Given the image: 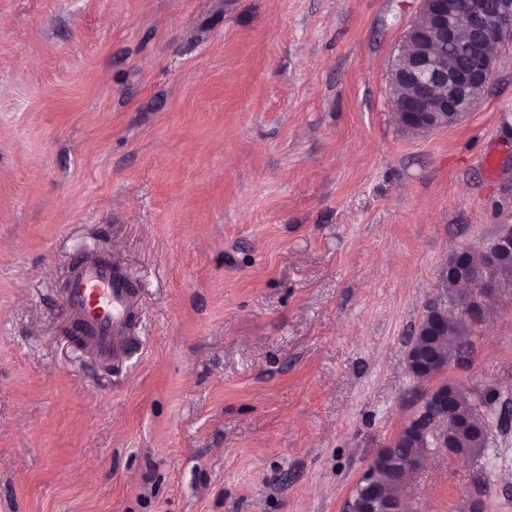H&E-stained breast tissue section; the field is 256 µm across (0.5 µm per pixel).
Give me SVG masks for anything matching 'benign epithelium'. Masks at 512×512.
<instances>
[{"mask_svg": "<svg viewBox=\"0 0 512 512\" xmlns=\"http://www.w3.org/2000/svg\"><path fill=\"white\" fill-rule=\"evenodd\" d=\"M512 38V0H421L418 18L405 34L404 41L389 72L394 111L404 127L413 131L447 128L462 121L479 101L477 90L486 87L497 65L495 49ZM461 47L483 59V69L477 72L448 66L440 53L445 44ZM512 252V229L504 228L497 239L481 248L484 258L495 262ZM461 314L478 326L484 309L475 304H456ZM451 317L440 306L431 308L415 329L405 355L412 375L424 382L448 368L438 355L422 352L417 347L418 336L439 337L448 331ZM453 385L442 382L429 390L423 413L430 422L413 419L389 443L412 442L424 449L444 452L456 458V439L466 423L455 412ZM396 460L386 453L375 455L367 465L361 480L369 488L366 499L349 502V512H411L409 494L388 495L373 483L376 469Z\"/></svg>", "mask_w": 512, "mask_h": 512, "instance_id": "obj_1", "label": "benign epithelium"}]
</instances>
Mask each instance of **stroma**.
I'll use <instances>...</instances> for the list:
<instances>
[{
  "mask_svg": "<svg viewBox=\"0 0 512 512\" xmlns=\"http://www.w3.org/2000/svg\"><path fill=\"white\" fill-rule=\"evenodd\" d=\"M420 0H0V512H346L421 412L406 346L456 250L512 225V41L424 133L388 76ZM125 266L133 358L58 315ZM442 373L485 452L414 512H512V288Z\"/></svg>",
  "mask_w": 512,
  "mask_h": 512,
  "instance_id": "obj_1",
  "label": "stroma"
}]
</instances>
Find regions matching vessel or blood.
<instances>
[{"label": "vessel or blood", "mask_w": 512, "mask_h": 512, "mask_svg": "<svg viewBox=\"0 0 512 512\" xmlns=\"http://www.w3.org/2000/svg\"><path fill=\"white\" fill-rule=\"evenodd\" d=\"M138 295L122 266L105 251L75 256L63 310L70 331L102 366L122 363L134 344Z\"/></svg>", "instance_id": "vessel-or-blood-1"}]
</instances>
